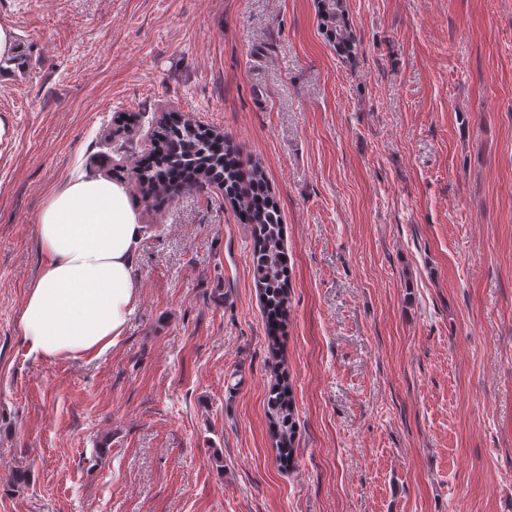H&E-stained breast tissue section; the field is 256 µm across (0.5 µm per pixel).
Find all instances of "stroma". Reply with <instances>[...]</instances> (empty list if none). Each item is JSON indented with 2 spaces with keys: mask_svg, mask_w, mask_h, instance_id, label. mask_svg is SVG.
<instances>
[{
  "mask_svg": "<svg viewBox=\"0 0 512 512\" xmlns=\"http://www.w3.org/2000/svg\"><path fill=\"white\" fill-rule=\"evenodd\" d=\"M346 6L347 59L317 0H0V512H512V0ZM168 112L265 168L280 352L223 188L157 209L128 177ZM79 175L144 224L139 295L103 354L41 358L38 215ZM16 30L9 24L0 23V81L8 80L10 71L8 67L14 63H9L19 52L17 45ZM293 404L292 387L288 383V377L283 374L269 395L267 408L276 437L278 457L281 465L288 468L293 464L295 429Z\"/></svg>",
  "mask_w": 512,
  "mask_h": 512,
  "instance_id": "1",
  "label": "stroma"
}]
</instances>
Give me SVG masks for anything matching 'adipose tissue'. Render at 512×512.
<instances>
[{"mask_svg":"<svg viewBox=\"0 0 512 512\" xmlns=\"http://www.w3.org/2000/svg\"><path fill=\"white\" fill-rule=\"evenodd\" d=\"M143 233L112 180L79 176L49 196L37 224L40 270L19 316L31 353L97 356L112 346L138 296Z\"/></svg>","mask_w":512,"mask_h":512,"instance_id":"obj_1","label":"adipose tissue"}]
</instances>
